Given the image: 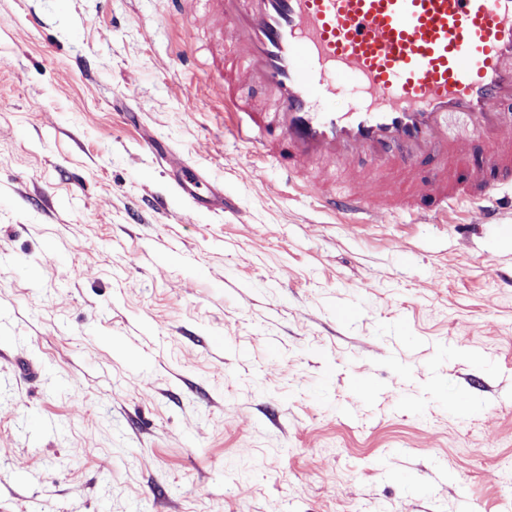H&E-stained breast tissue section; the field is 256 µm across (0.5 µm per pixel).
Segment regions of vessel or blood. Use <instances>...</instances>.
<instances>
[{
    "label": "vessel or blood",
    "mask_w": 512,
    "mask_h": 512,
    "mask_svg": "<svg viewBox=\"0 0 512 512\" xmlns=\"http://www.w3.org/2000/svg\"><path fill=\"white\" fill-rule=\"evenodd\" d=\"M239 47L224 105L322 207L357 224L512 204V0H206ZM261 86L263 109L237 100ZM343 94L342 112L318 100Z\"/></svg>",
    "instance_id": "vessel-or-blood-1"
}]
</instances>
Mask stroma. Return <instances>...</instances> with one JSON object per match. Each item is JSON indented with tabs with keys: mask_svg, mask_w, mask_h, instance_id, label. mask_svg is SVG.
<instances>
[{
	"mask_svg": "<svg viewBox=\"0 0 512 512\" xmlns=\"http://www.w3.org/2000/svg\"><path fill=\"white\" fill-rule=\"evenodd\" d=\"M237 55L197 0H0V512H512V235L321 209Z\"/></svg>",
	"mask_w": 512,
	"mask_h": 512,
	"instance_id": "obj_1",
	"label": "stroma"
}]
</instances>
